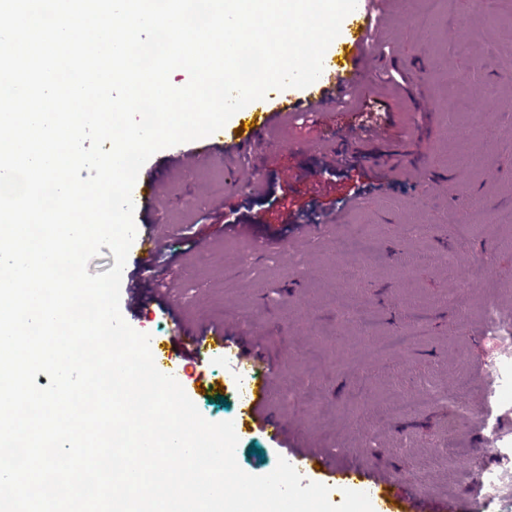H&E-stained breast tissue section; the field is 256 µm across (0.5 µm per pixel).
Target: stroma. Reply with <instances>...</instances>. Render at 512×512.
Returning a JSON list of instances; mask_svg holds the SVG:
<instances>
[{"label":"stroma","instance_id":"stroma-1","mask_svg":"<svg viewBox=\"0 0 512 512\" xmlns=\"http://www.w3.org/2000/svg\"><path fill=\"white\" fill-rule=\"evenodd\" d=\"M369 18L378 62L366 84L334 108L297 113L277 131L279 149L258 146L233 169L206 138L191 165L175 164L173 146L149 158L153 206L134 220L159 249L143 270L132 244L122 281L143 282L121 293V313L154 350L174 339L169 302L190 329L228 327L268 363L264 410L287 421L292 446L340 468L394 471L393 512L411 502L448 512L475 490L483 512H512V354L486 321L493 306L512 325V0H385ZM345 127H380L386 140H353L345 167L309 149ZM241 169L257 185L231 191ZM293 215L316 232L300 234ZM448 249L480 269L475 283L400 261ZM353 295L379 312L370 338ZM402 333L412 345L387 346ZM169 373L207 420L233 423L244 471L268 474L287 456L238 401L231 351ZM464 376L469 406L495 429L485 460L477 416L460 417L449 398ZM410 396L420 409L372 420Z\"/></svg>","mask_w":512,"mask_h":512}]
</instances>
